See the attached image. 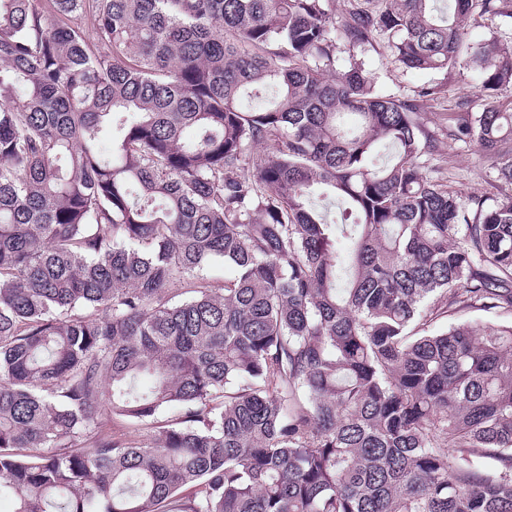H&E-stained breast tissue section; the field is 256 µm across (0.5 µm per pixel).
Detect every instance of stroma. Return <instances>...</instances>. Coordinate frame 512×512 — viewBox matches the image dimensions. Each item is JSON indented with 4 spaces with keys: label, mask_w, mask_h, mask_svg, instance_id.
<instances>
[{
    "label": "stroma",
    "mask_w": 512,
    "mask_h": 512,
    "mask_svg": "<svg viewBox=\"0 0 512 512\" xmlns=\"http://www.w3.org/2000/svg\"><path fill=\"white\" fill-rule=\"evenodd\" d=\"M365 68L381 92L401 100L415 98L424 88L435 95L421 102L418 118L437 142L435 164L448 171V187L463 196L497 195L489 161L472 144H449L448 119L461 111L463 101H476L478 91L469 71L451 72L404 69L383 42L376 41L358 52Z\"/></svg>",
    "instance_id": "1"
}]
</instances>
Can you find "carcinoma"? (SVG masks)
<instances>
[{
  "mask_svg": "<svg viewBox=\"0 0 512 512\" xmlns=\"http://www.w3.org/2000/svg\"><path fill=\"white\" fill-rule=\"evenodd\" d=\"M351 2L0 0L12 512H512V324L433 329L512 313V194L336 65L473 71L448 139L512 185V41L465 30L512 0ZM475 321H492L501 324H510L512 322V315L510 313L502 312H482V311H464L455 314L454 316L446 319L443 318L433 327L441 329L446 327L449 323H463V322H475Z\"/></svg>",
  "mask_w": 512,
  "mask_h": 512,
  "instance_id": "1",
  "label": "carcinoma"
}]
</instances>
